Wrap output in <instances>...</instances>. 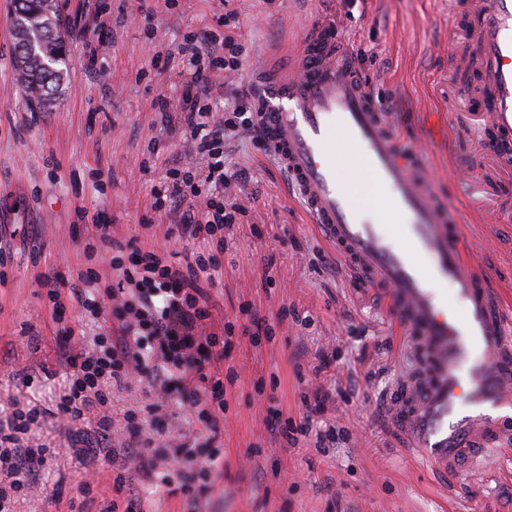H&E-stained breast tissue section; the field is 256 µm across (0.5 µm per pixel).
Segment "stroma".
<instances>
[{"instance_id":"stroma-1","label":"stroma","mask_w":512,"mask_h":512,"mask_svg":"<svg viewBox=\"0 0 512 512\" xmlns=\"http://www.w3.org/2000/svg\"><path fill=\"white\" fill-rule=\"evenodd\" d=\"M468 0H57L69 58L56 102L29 99L15 71L13 0H0V423L15 405L48 414L28 434L49 448L15 512H103L113 480L147 499L154 477L108 462L95 414L55 415L69 378L57 334L72 307L56 309L41 275L70 277L96 245L101 289L118 280L117 239L156 250L203 248L171 237L178 211H157L171 168L191 159L176 108L189 68L169 60L190 38L221 51L244 47L239 72L224 73L208 100L210 120L253 110L251 70L289 69L310 23L327 19L355 57L380 111L415 154L468 247L512 304V160L489 142L481 112L448 92L468 84L474 52ZM165 98L170 113L157 107ZM224 199L239 206L224 232L216 281L207 289L213 326L226 336L221 371L227 477L198 499L164 501L162 512H512V425L470 471L446 476L418 460L393 428L387 403L415 363L383 304L384 291L353 277L307 219L285 172L256 130L224 136ZM271 335L251 341L253 318ZM324 398L307 412L314 389ZM295 430V441L281 427ZM95 478L92 498L81 484Z\"/></svg>"}]
</instances>
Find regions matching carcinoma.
I'll use <instances>...</instances> for the list:
<instances>
[{"label": "carcinoma", "instance_id": "carcinoma-1", "mask_svg": "<svg viewBox=\"0 0 512 512\" xmlns=\"http://www.w3.org/2000/svg\"><path fill=\"white\" fill-rule=\"evenodd\" d=\"M14 3L15 19L23 21L32 15L37 23L36 28L15 38V48L19 49L16 59L24 56L20 49H28L33 40L40 45L42 56L49 60V65L39 67L34 79L23 78L21 84L32 99L47 108L64 86L69 67L58 6L55 0H14Z\"/></svg>", "mask_w": 512, "mask_h": 512}]
</instances>
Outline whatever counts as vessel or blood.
<instances>
[{
  "instance_id": "b4317fda",
  "label": "vessel or blood",
  "mask_w": 512,
  "mask_h": 512,
  "mask_svg": "<svg viewBox=\"0 0 512 512\" xmlns=\"http://www.w3.org/2000/svg\"><path fill=\"white\" fill-rule=\"evenodd\" d=\"M470 36L479 48L485 111L512 154V0H472ZM289 76H257V110L270 153L287 171L313 222L347 267L387 293L419 364L399 384L390 419L426 464L455 473L484 458L512 408V324L451 218L425 191L421 170L401 150L330 24L312 26ZM356 164L383 184L402 222L389 231L336 177Z\"/></svg>"
}]
</instances>
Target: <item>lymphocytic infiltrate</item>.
I'll list each match as a JSON object with an SVG mask.
<instances>
[{"label":"lymphocytic infiltrate","mask_w":512,"mask_h":512,"mask_svg":"<svg viewBox=\"0 0 512 512\" xmlns=\"http://www.w3.org/2000/svg\"><path fill=\"white\" fill-rule=\"evenodd\" d=\"M178 53L195 72L188 81L178 110L195 135L197 154L208 157L206 179L214 186L205 201L191 167L174 168L167 198L180 208L174 233L214 243L212 253L182 250L169 255L145 249L136 241L112 238L109 225H100V239L112 247L110 265L120 279L107 294H100L101 274L94 252L77 283L63 278L45 280L49 299L69 292L81 313L120 322L117 332L98 334L90 350L71 352L69 383L58 394L56 410L73 421L84 418L88 408L101 411L97 422L104 433L112 431V387L132 379L147 381L155 399L146 408L154 416L163 402L176 400L198 424L191 444H179L170 454L179 462L177 480H163V495L170 498L192 492L195 483L214 485L226 475L224 450L218 444L224 418V379L213 369L224 359V339L207 331L212 312L206 283L219 268L215 256L224 247V228L235 221L234 211L224 203L223 129L203 131L200 118L215 85L214 76L223 70H239L241 48L233 36H225L223 55L205 58L195 41H187ZM44 415L32 405L15 409L6 427H0V512H13L17 499L29 488L46 455L45 448L26 444L30 424Z\"/></svg>","instance_id":"1"}]
</instances>
